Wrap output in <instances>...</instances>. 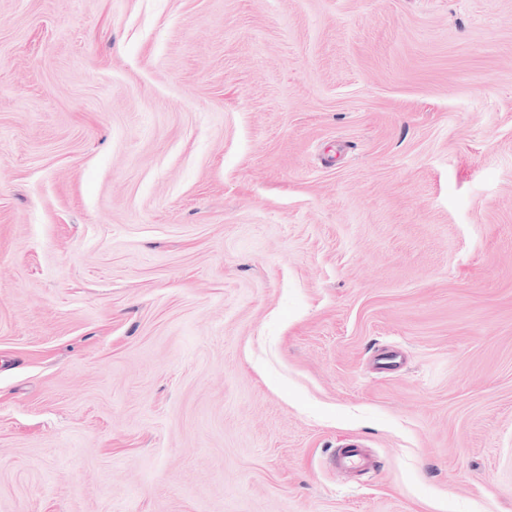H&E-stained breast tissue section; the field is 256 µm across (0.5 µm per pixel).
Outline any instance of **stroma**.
<instances>
[{
	"instance_id": "stroma-1",
	"label": "stroma",
	"mask_w": 512,
	"mask_h": 512,
	"mask_svg": "<svg viewBox=\"0 0 512 512\" xmlns=\"http://www.w3.org/2000/svg\"><path fill=\"white\" fill-rule=\"evenodd\" d=\"M0 512H512V0H0Z\"/></svg>"
}]
</instances>
